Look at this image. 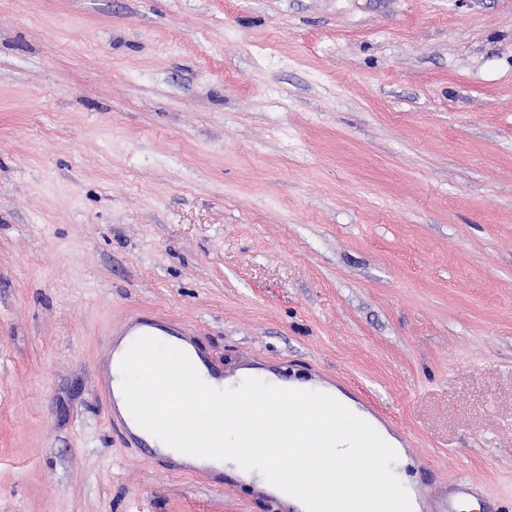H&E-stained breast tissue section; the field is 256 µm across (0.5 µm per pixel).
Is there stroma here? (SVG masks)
Listing matches in <instances>:
<instances>
[{
	"mask_svg": "<svg viewBox=\"0 0 512 512\" xmlns=\"http://www.w3.org/2000/svg\"><path fill=\"white\" fill-rule=\"evenodd\" d=\"M156 314L512 512V0H0V512H283L111 427Z\"/></svg>",
	"mask_w": 512,
	"mask_h": 512,
	"instance_id": "obj_1",
	"label": "stroma"
}]
</instances>
